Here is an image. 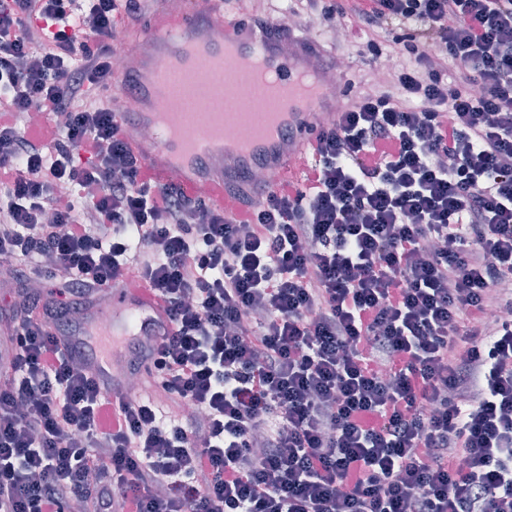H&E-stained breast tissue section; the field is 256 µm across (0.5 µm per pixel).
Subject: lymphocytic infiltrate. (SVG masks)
Returning <instances> with one entry per match:
<instances>
[{"mask_svg": "<svg viewBox=\"0 0 512 512\" xmlns=\"http://www.w3.org/2000/svg\"><path fill=\"white\" fill-rule=\"evenodd\" d=\"M152 8L0 0V263L50 285L0 322V512H512V0H296L272 35L389 79L237 216L111 104ZM131 282L169 326L111 391L57 339ZM336 58L339 62L343 63V66L339 69V86H343V84L351 79L356 83L364 77V79L369 83L371 77H374L376 80H380L376 76V70L374 65L371 66L369 63H365L360 61L355 56V48L351 45V43L344 41L340 45L336 43L335 46ZM381 81V80H380Z\"/></svg>", "mask_w": 512, "mask_h": 512, "instance_id": "f902f5d3", "label": "lymphocytic infiltrate"}]
</instances>
